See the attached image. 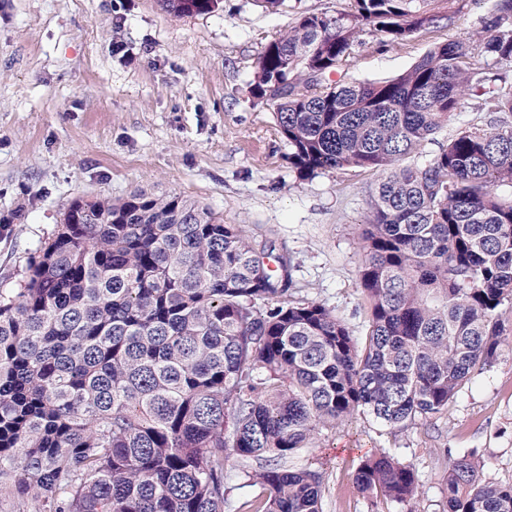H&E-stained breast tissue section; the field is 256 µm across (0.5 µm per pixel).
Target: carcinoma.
<instances>
[{
  "label": "carcinoma",
  "instance_id": "1",
  "mask_svg": "<svg viewBox=\"0 0 512 512\" xmlns=\"http://www.w3.org/2000/svg\"><path fill=\"white\" fill-rule=\"evenodd\" d=\"M161 2L175 16L218 6ZM353 2L269 42L252 94L273 96L300 174L379 176L362 339L325 304L289 298L273 244L194 200L76 199L23 287L0 292V496L33 512H224L247 488L237 512H322V473L295 462L322 431L357 413L390 430L428 421L493 365L512 331V193L497 192L512 188V84L477 60L512 61V0L391 80L323 86L365 30L395 45L455 19L432 0ZM467 100L486 122L402 165ZM446 483L448 512H512V483L472 454ZM354 484L418 512L416 469L386 449L362 457Z\"/></svg>",
  "mask_w": 512,
  "mask_h": 512
}]
</instances>
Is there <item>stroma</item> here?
Listing matches in <instances>:
<instances>
[{"label":"stroma","mask_w":512,"mask_h":512,"mask_svg":"<svg viewBox=\"0 0 512 512\" xmlns=\"http://www.w3.org/2000/svg\"><path fill=\"white\" fill-rule=\"evenodd\" d=\"M491 0H437L456 14L407 42L363 33L326 83L407 71L436 44L471 38ZM353 0H221L174 16L160 0H0V289L24 283L75 198L145 191L198 201L288 259L289 288L325 303L360 334L369 303L359 235L378 176L360 169L300 176L274 106L250 92L264 47L306 13L351 12ZM391 450L413 464L420 512H444L445 476L477 452L487 478L512 483V335L446 413L398 431L357 415L323 432L301 464L323 472V512L372 507L353 484L360 459Z\"/></svg>","instance_id":"obj_1"}]
</instances>
